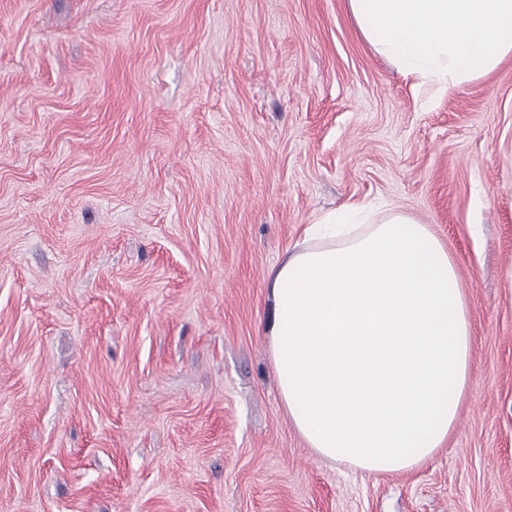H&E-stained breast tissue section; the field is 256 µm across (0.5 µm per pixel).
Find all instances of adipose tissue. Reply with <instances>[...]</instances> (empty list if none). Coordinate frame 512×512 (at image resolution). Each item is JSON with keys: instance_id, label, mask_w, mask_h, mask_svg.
I'll return each instance as SVG.
<instances>
[{"instance_id": "obj_1", "label": "adipose tissue", "mask_w": 512, "mask_h": 512, "mask_svg": "<svg viewBox=\"0 0 512 512\" xmlns=\"http://www.w3.org/2000/svg\"><path fill=\"white\" fill-rule=\"evenodd\" d=\"M372 48L438 94L512 54V0H349ZM276 267L269 350L309 448L368 473L414 469L448 438L472 329L447 247L412 216L344 205Z\"/></svg>"}]
</instances>
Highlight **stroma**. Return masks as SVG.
I'll return each mask as SVG.
<instances>
[{"label":"stroma","instance_id":"35a3bbf8","mask_svg":"<svg viewBox=\"0 0 512 512\" xmlns=\"http://www.w3.org/2000/svg\"><path fill=\"white\" fill-rule=\"evenodd\" d=\"M350 200L468 300L408 472L308 448L270 360V272ZM0 512H512V57L434 96L348 0H0Z\"/></svg>","mask_w":512,"mask_h":512}]
</instances>
